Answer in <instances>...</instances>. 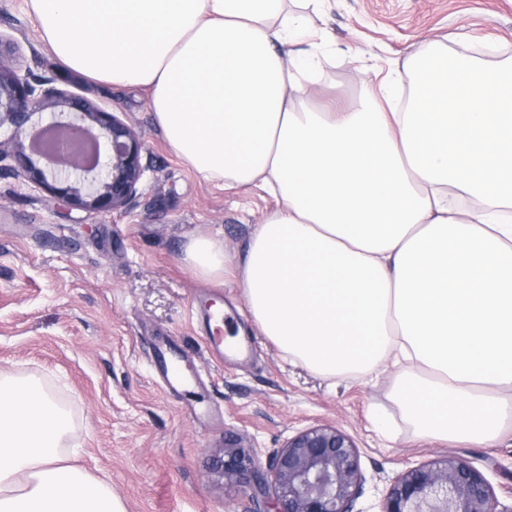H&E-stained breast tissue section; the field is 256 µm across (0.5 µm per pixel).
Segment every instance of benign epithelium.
<instances>
[{"label":"benign epithelium","instance_id":"1","mask_svg":"<svg viewBox=\"0 0 512 512\" xmlns=\"http://www.w3.org/2000/svg\"><path fill=\"white\" fill-rule=\"evenodd\" d=\"M14 44L0 37V163L11 159L23 181L69 208L92 214L122 213L147 179L144 142L123 118L93 100L56 86L55 74L22 71ZM30 133V145L23 134ZM48 160L36 166L26 150ZM250 458L228 446L217 468L232 476ZM275 495L256 512H361L366 477L351 435L328 423L288 438L270 458ZM378 512H497L485 475L448 454L397 475Z\"/></svg>","mask_w":512,"mask_h":512}]
</instances>
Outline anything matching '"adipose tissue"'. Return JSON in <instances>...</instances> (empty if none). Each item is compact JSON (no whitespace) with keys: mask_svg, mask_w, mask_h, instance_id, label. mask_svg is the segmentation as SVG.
I'll return each instance as SVG.
<instances>
[{"mask_svg":"<svg viewBox=\"0 0 512 512\" xmlns=\"http://www.w3.org/2000/svg\"><path fill=\"white\" fill-rule=\"evenodd\" d=\"M281 0H28L59 65L152 91L155 123L198 175L262 182L279 208L238 269L249 313L330 378L391 365L407 421L479 444L512 418V61L416 50L404 109L383 78L360 105L308 107ZM184 259L223 279L222 241ZM68 416L0 375V512H125L62 462Z\"/></svg>","mask_w":512,"mask_h":512,"instance_id":"obj_1","label":"adipose tissue"}]
</instances>
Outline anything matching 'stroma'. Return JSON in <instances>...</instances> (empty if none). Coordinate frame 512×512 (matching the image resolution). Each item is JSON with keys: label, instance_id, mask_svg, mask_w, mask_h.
<instances>
[{"label": "stroma", "instance_id": "stroma-1", "mask_svg": "<svg viewBox=\"0 0 512 512\" xmlns=\"http://www.w3.org/2000/svg\"><path fill=\"white\" fill-rule=\"evenodd\" d=\"M317 34L292 45L316 54L308 102L355 105L411 53L436 41L473 50L488 68L512 59V0H285ZM0 34L17 43L22 69L55 70L58 87L118 113L141 135L150 166L130 208L97 215L58 208L0 168V373L37 378L65 409L83 452L74 461L111 486L126 512H253L250 484L225 477L214 455L245 448L262 477L272 453L297 431L332 423L355 440L366 476L360 512H374L389 480L445 454L461 457L512 512V423L490 445L439 441L406 422L397 369L367 380L330 379L286 359L250 315L236 277H198L184 262L190 238L224 243L229 265L278 206L262 185L229 188L197 175L156 127L145 87L94 83L60 70L25 0H0ZM220 300L223 335L249 337L250 356L218 358L206 346L210 311L192 313L200 291ZM167 342L191 369L167 387L153 346Z\"/></svg>", "mask_w": 512, "mask_h": 512}]
</instances>
